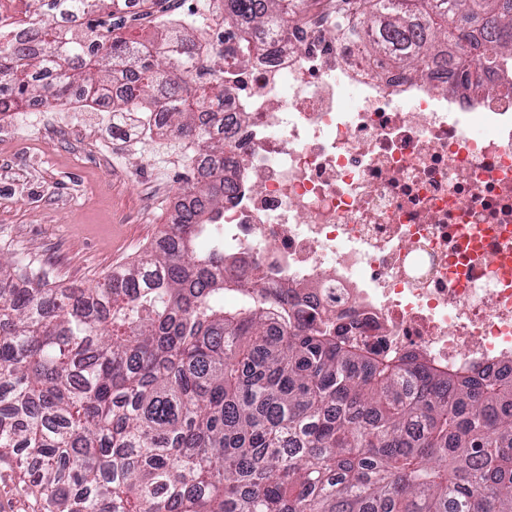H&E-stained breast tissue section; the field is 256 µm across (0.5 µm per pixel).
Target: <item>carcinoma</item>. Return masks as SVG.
Listing matches in <instances>:
<instances>
[{
    "label": "carcinoma",
    "instance_id": "obj_1",
    "mask_svg": "<svg viewBox=\"0 0 512 512\" xmlns=\"http://www.w3.org/2000/svg\"><path fill=\"white\" fill-rule=\"evenodd\" d=\"M121 0H30L35 22L0 39V115L74 88L187 141L210 165L164 237L93 288H52L0 257V451L24 459L43 512H512V359L442 370L385 352L284 288L248 279L197 239L224 211V74L259 56L256 30L288 37L302 0H221L217 56L201 13L163 18L159 47L114 34ZM485 20L512 65V0H336V23L372 31L368 59L417 69L452 26ZM238 304L224 307V295Z\"/></svg>",
    "mask_w": 512,
    "mask_h": 512
}]
</instances>
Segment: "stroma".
Listing matches in <instances>:
<instances>
[{"mask_svg": "<svg viewBox=\"0 0 512 512\" xmlns=\"http://www.w3.org/2000/svg\"><path fill=\"white\" fill-rule=\"evenodd\" d=\"M113 133L92 103L0 119V254L49 264L60 288H90L157 240L191 175L175 138ZM86 187L84 196L70 193ZM0 512H42L18 459L0 455Z\"/></svg>", "mask_w": 512, "mask_h": 512, "instance_id": "1", "label": "stroma"}]
</instances>
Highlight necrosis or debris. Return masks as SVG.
Instances as JSON below:
<instances>
[{
  "instance_id": "necrosis-or-debris-1",
  "label": "necrosis or debris",
  "mask_w": 512,
  "mask_h": 512,
  "mask_svg": "<svg viewBox=\"0 0 512 512\" xmlns=\"http://www.w3.org/2000/svg\"><path fill=\"white\" fill-rule=\"evenodd\" d=\"M445 44L417 71L309 0L227 77L224 254L347 325L451 368L512 358V68Z\"/></svg>"
}]
</instances>
